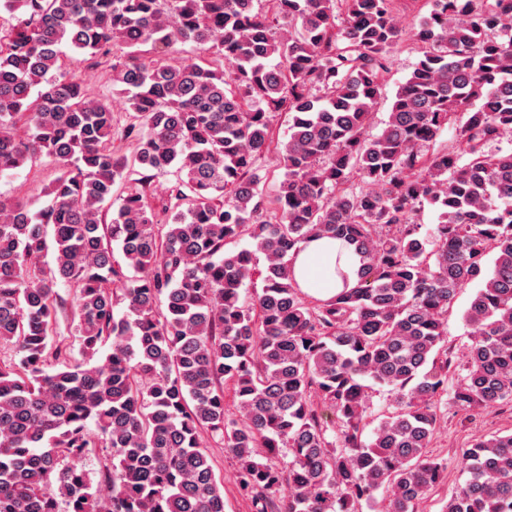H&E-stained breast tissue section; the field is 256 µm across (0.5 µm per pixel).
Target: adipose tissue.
<instances>
[{
    "instance_id": "ef3b65f1",
    "label": "adipose tissue",
    "mask_w": 512,
    "mask_h": 512,
    "mask_svg": "<svg viewBox=\"0 0 512 512\" xmlns=\"http://www.w3.org/2000/svg\"><path fill=\"white\" fill-rule=\"evenodd\" d=\"M296 280L303 290L326 298L335 294L339 283L335 266H342L348 275H355L358 258L342 241L332 238H314L302 244L294 254Z\"/></svg>"
}]
</instances>
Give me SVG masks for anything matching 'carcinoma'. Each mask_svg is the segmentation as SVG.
I'll return each mask as SVG.
<instances>
[{
  "instance_id": "cac0c4a2",
  "label": "carcinoma",
  "mask_w": 512,
  "mask_h": 512,
  "mask_svg": "<svg viewBox=\"0 0 512 512\" xmlns=\"http://www.w3.org/2000/svg\"><path fill=\"white\" fill-rule=\"evenodd\" d=\"M270 3L272 18L255 0H0V176L41 158L56 168L38 212L0 200V345L17 357L0 366V512H224L204 432L259 512H416L443 477L427 448L448 392V312L471 283L454 398L512 404V150L491 149L512 133V0H432L377 135L405 38L393 0H344L342 18L338 0ZM186 44L212 61L145 60ZM64 45L143 121L134 163L175 176L166 223L143 191L112 202L128 168L112 106L62 73ZM282 110L271 214L253 169ZM426 204L439 216L424 232ZM245 235L251 247L224 253ZM320 236L353 247L357 281L338 266L342 290L309 302L292 256ZM60 283L76 287L80 358L58 347L51 361ZM226 381L239 419L225 415ZM375 387L394 409L367 438ZM313 394L340 420L331 438ZM97 447L109 465L94 481L83 461ZM284 449L286 469L273 463ZM461 465L447 512H512V433L475 442ZM392 55L393 60L390 71L384 75L382 80L380 103L373 111L374 114L371 120V133L373 135L378 134L383 126L382 123L387 118L389 105L399 84L412 71L421 56L413 41L408 37L396 47Z\"/></svg>"
}]
</instances>
